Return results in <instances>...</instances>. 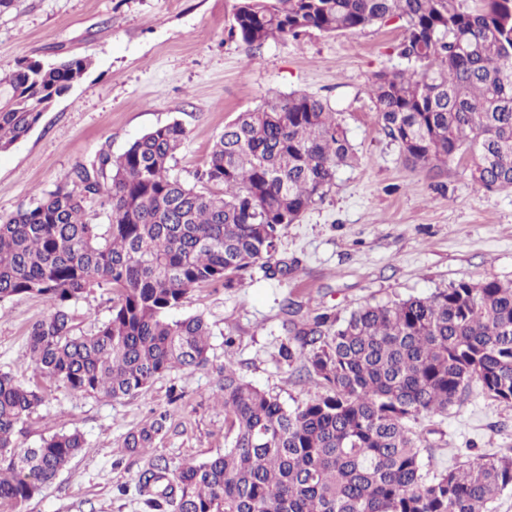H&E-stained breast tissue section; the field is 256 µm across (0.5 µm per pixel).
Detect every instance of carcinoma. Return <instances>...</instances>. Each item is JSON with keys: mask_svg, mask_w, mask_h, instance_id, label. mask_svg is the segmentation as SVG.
<instances>
[{"mask_svg": "<svg viewBox=\"0 0 512 512\" xmlns=\"http://www.w3.org/2000/svg\"><path fill=\"white\" fill-rule=\"evenodd\" d=\"M462 2L238 0L231 32L261 46L404 19L396 50L405 67L368 86L381 130L413 168L468 156L475 184L512 189V0ZM89 67L81 57L27 59L0 73V152ZM187 137L176 120L119 155L102 148L68 176L72 188L0 221V309L25 296L49 306L27 337L36 380L0 371V507L38 495L85 447L76 429L17 444L18 426L46 400L39 379L119 400L205 366L208 323L169 311L196 288L234 287L256 264L271 271L281 231L356 161L336 112L305 92L272 94L224 126L192 185L171 174ZM95 204L107 223L93 222ZM97 288L112 293L111 315L78 331L74 305ZM289 324L282 355L302 359L314 393L291 410L224 366V453L174 471L149 460L138 491L150 512H495L496 497L512 490V457L431 474L426 438L409 422L448 412L474 381L512 404V282L459 281ZM170 418L159 413L121 447H154Z\"/></svg>", "mask_w": 512, "mask_h": 512, "instance_id": "obj_1", "label": "carcinoma"}]
</instances>
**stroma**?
<instances>
[{"mask_svg":"<svg viewBox=\"0 0 512 512\" xmlns=\"http://www.w3.org/2000/svg\"><path fill=\"white\" fill-rule=\"evenodd\" d=\"M236 0H14L0 13V68L21 59L86 57L92 66L38 125L0 152V218L63 184L102 147L122 153L144 133L180 121L188 139L171 173L194 183L214 139L241 112L274 93L302 91L336 110L358 160L339 167L322 202L284 231L280 273L245 272L236 288H198L171 318L200 315L212 336L206 367L173 371L124 400L73 394L49 385L22 446L79 429L86 446L40 495L16 512H146L137 480L148 457L117 452L118 441L154 413L171 410L152 454L171 467L222 453L230 430L217 404L224 364L277 396L304 404L313 386L286 343L284 299L303 315L346 316L367 303L425 296L451 283L512 281V190H484L468 160L440 170L407 165L377 123L368 85L374 73L403 67L396 46L405 22L391 18L340 35L315 30L254 48L230 35ZM48 312L37 297L0 311V370L31 375L27 336ZM430 468L512 448V405L479 384L447 414L420 418ZM151 454V455H152Z\"/></svg>","mask_w":512,"mask_h":512,"instance_id":"obj_1","label":"stroma"}]
</instances>
